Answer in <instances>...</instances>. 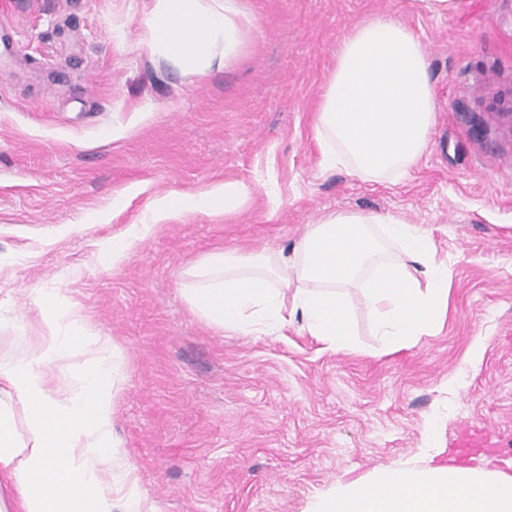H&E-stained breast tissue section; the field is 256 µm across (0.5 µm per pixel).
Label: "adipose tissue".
Returning <instances> with one entry per match:
<instances>
[{"label":"adipose tissue","instance_id":"ef3b65f1","mask_svg":"<svg viewBox=\"0 0 512 512\" xmlns=\"http://www.w3.org/2000/svg\"><path fill=\"white\" fill-rule=\"evenodd\" d=\"M231 0H153L152 51L203 74L241 42ZM437 102L419 38L376 16L345 34L318 109L315 138L325 170L374 183L407 178L430 147ZM252 188L227 181L199 193L154 197L149 220L102 250L126 259L155 229L188 214H233ZM182 278L193 310L219 331L268 335L292 319L330 347L353 344L344 292L359 289L391 350L442 320L448 268L432 238L402 217L330 212L308 225L291 253L214 252ZM41 334L12 347L17 316L0 307V512H153L135 492L136 468L113 436L123 355L92 334L57 288L36 291ZM23 421H16V413ZM317 512H512V476L448 468L382 471L322 499Z\"/></svg>","mask_w":512,"mask_h":512}]
</instances>
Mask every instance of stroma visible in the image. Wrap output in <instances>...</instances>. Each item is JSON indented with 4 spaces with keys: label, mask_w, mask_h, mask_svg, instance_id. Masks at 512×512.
<instances>
[{
    "label": "stroma",
    "mask_w": 512,
    "mask_h": 512,
    "mask_svg": "<svg viewBox=\"0 0 512 512\" xmlns=\"http://www.w3.org/2000/svg\"><path fill=\"white\" fill-rule=\"evenodd\" d=\"M238 52L200 75L145 43L152 0H0V306L40 333L59 288L123 352L114 431L155 512H315L383 470L447 466L466 425L512 441V0H234ZM377 15L422 42L438 103L410 176L324 171L316 110L346 30ZM238 180L243 211L162 225L119 266L100 251L149 202ZM140 192L121 208L129 186ZM405 218L448 264V311L388 352L357 289L352 348L292 321L220 332L180 284L215 251L292 246L326 212Z\"/></svg>",
    "instance_id": "1"
}]
</instances>
